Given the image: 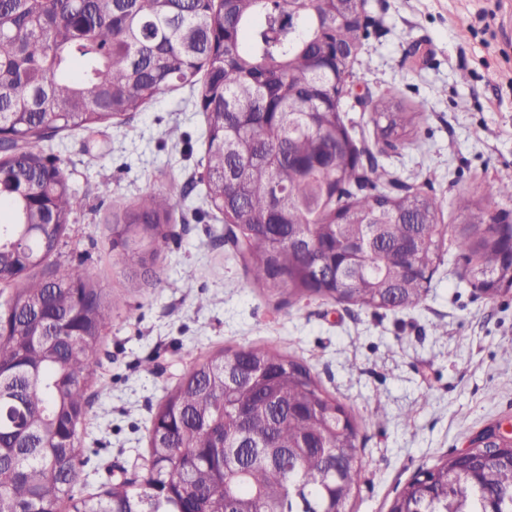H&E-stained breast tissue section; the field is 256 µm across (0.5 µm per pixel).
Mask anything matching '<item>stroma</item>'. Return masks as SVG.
I'll return each mask as SVG.
<instances>
[{
  "label": "stroma",
  "instance_id": "obj_1",
  "mask_svg": "<svg viewBox=\"0 0 512 512\" xmlns=\"http://www.w3.org/2000/svg\"><path fill=\"white\" fill-rule=\"evenodd\" d=\"M363 15L367 51L345 99L349 115L372 129L357 100L375 93L422 111L416 141L383 161L453 220L459 192L512 176V0H364ZM198 96L188 86L158 95L123 123L64 131L45 149L75 194L62 259L82 263L117 300L82 432L78 493H96L111 469L146 475L150 418L196 359L265 344L307 365L358 424L364 478L352 512H390L419 472L512 421V360L501 356L512 347V292L487 300L462 281L465 262L449 249L414 311L322 298L275 306L225 245L224 217L205 197ZM148 185L175 203L156 286L132 281L112 250L115 214Z\"/></svg>",
  "mask_w": 512,
  "mask_h": 512
}]
</instances>
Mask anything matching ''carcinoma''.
Returning a JSON list of instances; mask_svg holds the SVG:
<instances>
[{
	"mask_svg": "<svg viewBox=\"0 0 512 512\" xmlns=\"http://www.w3.org/2000/svg\"><path fill=\"white\" fill-rule=\"evenodd\" d=\"M351 0H0V512H350L363 478L357 424L308 366L248 345L195 361L149 428V469L87 497L81 431L114 300L82 264L55 259L74 210L40 143L141 112L202 83L206 195L250 282L290 303L365 310L423 305L449 224L383 163L414 143L422 113L370 99L356 135L337 85L365 50ZM512 177L461 192L451 244L487 299L512 291ZM174 208L148 187L112 225L131 277ZM302 236L301 253L292 239ZM241 443L236 460L215 452ZM467 460L425 470L390 512H512V439L485 429Z\"/></svg>",
	"mask_w": 512,
	"mask_h": 512,
	"instance_id": "obj_1",
	"label": "carcinoma"
}]
</instances>
